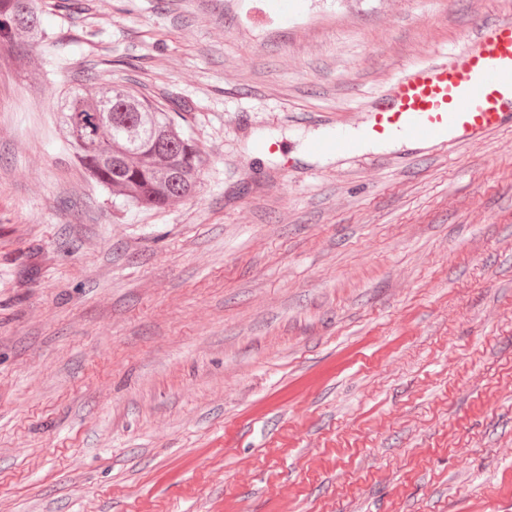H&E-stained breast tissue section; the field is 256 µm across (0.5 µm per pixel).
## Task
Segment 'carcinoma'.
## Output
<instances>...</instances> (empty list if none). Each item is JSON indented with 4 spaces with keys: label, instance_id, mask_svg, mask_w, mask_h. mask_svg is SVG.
<instances>
[{
    "label": "carcinoma",
    "instance_id": "obj_1",
    "mask_svg": "<svg viewBox=\"0 0 512 512\" xmlns=\"http://www.w3.org/2000/svg\"><path fill=\"white\" fill-rule=\"evenodd\" d=\"M0 62L30 80L34 53L53 38L38 0H0ZM191 104L166 91L125 85L69 88L60 112L64 142L88 177L122 201L112 206L163 209L198 193L207 159L186 127Z\"/></svg>",
    "mask_w": 512,
    "mask_h": 512
}]
</instances>
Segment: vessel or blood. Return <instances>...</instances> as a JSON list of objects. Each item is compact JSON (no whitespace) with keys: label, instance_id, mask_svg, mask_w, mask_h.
<instances>
[{"label":"vessel or blood","instance_id":"vessel-or-blood-1","mask_svg":"<svg viewBox=\"0 0 512 512\" xmlns=\"http://www.w3.org/2000/svg\"><path fill=\"white\" fill-rule=\"evenodd\" d=\"M512 125V19L485 24L446 62L399 75L373 108L359 137L337 131L327 148L355 154L362 142L402 138L448 148Z\"/></svg>","mask_w":512,"mask_h":512}]
</instances>
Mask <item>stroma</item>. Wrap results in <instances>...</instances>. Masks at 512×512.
I'll return each instance as SVG.
<instances>
[{
    "instance_id": "stroma-1",
    "label": "stroma",
    "mask_w": 512,
    "mask_h": 512,
    "mask_svg": "<svg viewBox=\"0 0 512 512\" xmlns=\"http://www.w3.org/2000/svg\"><path fill=\"white\" fill-rule=\"evenodd\" d=\"M504 18L45 0L58 68H0V512H512V127L300 152ZM90 74L192 102L196 198L113 210L61 132Z\"/></svg>"
}]
</instances>
